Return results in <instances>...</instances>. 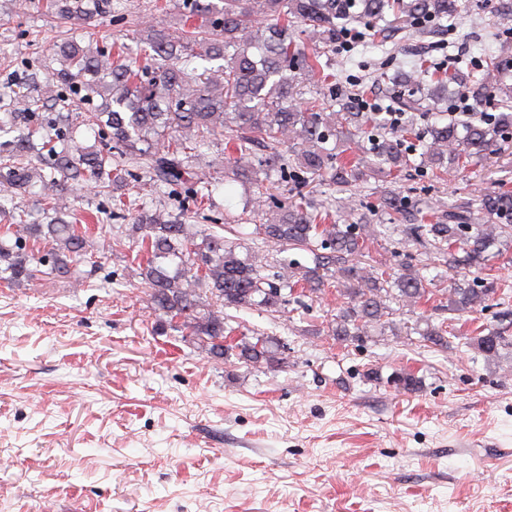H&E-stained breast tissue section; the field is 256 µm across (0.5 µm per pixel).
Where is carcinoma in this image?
<instances>
[{"instance_id":"carcinoma-1","label":"carcinoma","mask_w":512,"mask_h":512,"mask_svg":"<svg viewBox=\"0 0 512 512\" xmlns=\"http://www.w3.org/2000/svg\"><path fill=\"white\" fill-rule=\"evenodd\" d=\"M39 6L73 34L53 47L60 64L52 73L61 88L57 111L41 114L47 103L33 68L13 80L8 111L0 116V280L6 283L75 276V263L89 254V227L66 220L69 194L90 183L115 202L106 216H90L103 237L112 238L106 221L130 218L122 229L139 244L136 275L155 308L183 320L214 356H234L256 368L281 364L282 345L265 336L227 342L224 309H277L295 293L318 298L334 292L339 307L332 335L351 343L378 326L397 330L392 304L411 308L437 292L421 268L410 262L390 268L370 254L368 242L398 234L448 255V267L457 268L479 264L490 242L512 239V190L501 187L481 199L484 224L472 223L461 205L419 211L411 223L384 224L380 231L374 224L332 223L334 198L315 206L299 196L263 211L272 170L300 187L326 181L341 191L380 169L395 183L405 177L410 159L403 142L419 140L412 127L373 141V162L339 154L330 139L350 141L369 126H383L382 116L356 112L348 101L323 120L324 100L296 105L299 85L315 75L333 79L324 73L321 56L336 51L351 27L382 40L394 23L414 29L454 18L457 0H360L351 10L345 0H176L175 28L147 25L136 32L133 46L114 41L102 47L85 40H98L105 25L125 26L112 0H41ZM299 25L313 30L320 47L294 40ZM509 68L512 55L499 53L479 78L456 64L443 71L426 59L416 63L418 84L453 83L476 106L494 101L500 111L495 127L471 120L432 128L423 144L431 176L466 168L512 131V93L499 83L500 72ZM80 125L94 131L93 145H76ZM219 136L224 181L255 188L252 207L243 209L255 223L253 246L244 254L234 229L212 224L202 233L183 219L214 206L215 184L197 164L201 149ZM136 175L154 191L183 196L182 214L167 219L159 212L131 213L133 203L123 190ZM36 186L32 210L19 198ZM272 247L280 254L273 260ZM288 250L313 255V266L282 256ZM269 266L277 272L265 274ZM495 293L476 277L457 280L448 289V310L476 312ZM413 332L421 348H452L453 329L445 321L422 318ZM506 332L505 326L491 328L472 341L481 353L495 356L512 346Z\"/></svg>"}]
</instances>
